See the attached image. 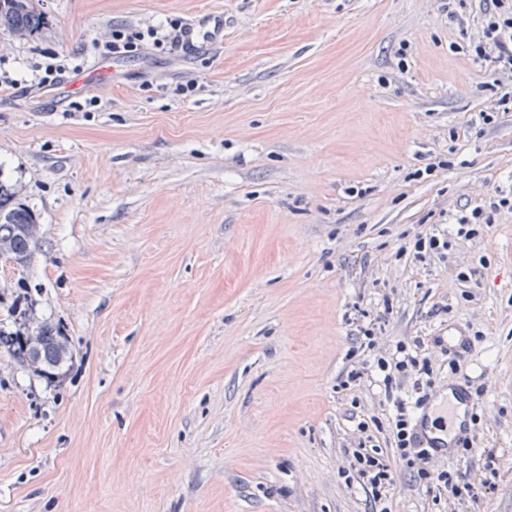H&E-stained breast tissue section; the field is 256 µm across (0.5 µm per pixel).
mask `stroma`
<instances>
[{
    "instance_id": "35a3bbf8",
    "label": "stroma",
    "mask_w": 512,
    "mask_h": 512,
    "mask_svg": "<svg viewBox=\"0 0 512 512\" xmlns=\"http://www.w3.org/2000/svg\"><path fill=\"white\" fill-rule=\"evenodd\" d=\"M34 5L37 35L0 30V181L39 242L0 262V330L58 327L72 359L50 380L0 356V512H372L353 451L394 462L395 400L439 429L452 384L470 447L430 466L474 494L401 465L391 510L512 512V212L456 235L512 197L479 0ZM208 12L220 47L104 52L112 26ZM96 62L110 83L67 90ZM434 229L445 255L399 253ZM416 340L429 374L385 389L377 358ZM416 476L420 482L425 484L429 490L439 491L444 488L452 493L453 496L462 498L463 496H473L474 485L469 482L461 483L462 477L456 476L455 473L448 472L447 470L435 471L427 467H418L416 469Z\"/></svg>"
}]
</instances>
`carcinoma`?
I'll list each match as a JSON object with an SVG mask.
<instances>
[{
    "label": "carcinoma",
    "instance_id": "carcinoma-1",
    "mask_svg": "<svg viewBox=\"0 0 512 512\" xmlns=\"http://www.w3.org/2000/svg\"><path fill=\"white\" fill-rule=\"evenodd\" d=\"M44 17L33 0H0V28L25 38L40 30ZM15 192L0 181V249L14 260H29L38 242L37 219L32 211L13 202ZM0 353L26 363L48 378L64 375L71 353L67 337L48 325L35 332H18L10 336L0 332Z\"/></svg>",
    "mask_w": 512,
    "mask_h": 512
}]
</instances>
